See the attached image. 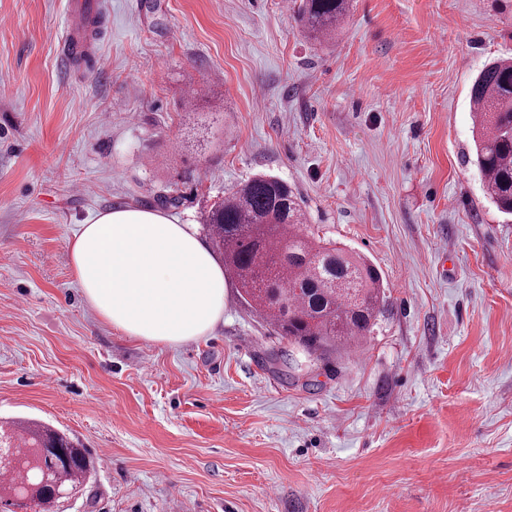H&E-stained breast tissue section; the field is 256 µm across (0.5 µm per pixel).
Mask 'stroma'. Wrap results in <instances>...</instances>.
Returning a JSON list of instances; mask_svg holds the SVG:
<instances>
[{
	"instance_id": "stroma-1",
	"label": "stroma",
	"mask_w": 512,
	"mask_h": 512,
	"mask_svg": "<svg viewBox=\"0 0 512 512\" xmlns=\"http://www.w3.org/2000/svg\"><path fill=\"white\" fill-rule=\"evenodd\" d=\"M65 2L0 0V421L90 451L66 512H512V218L469 161L512 0H354L326 42L284 0H101L98 62L74 71ZM258 174L377 267L370 336L291 347L285 378L234 281L223 322L175 347L87 304L80 225L200 227Z\"/></svg>"
}]
</instances>
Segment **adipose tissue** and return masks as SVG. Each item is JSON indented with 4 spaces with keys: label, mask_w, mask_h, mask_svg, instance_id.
Listing matches in <instances>:
<instances>
[{
    "label": "adipose tissue",
    "mask_w": 512,
    "mask_h": 512,
    "mask_svg": "<svg viewBox=\"0 0 512 512\" xmlns=\"http://www.w3.org/2000/svg\"><path fill=\"white\" fill-rule=\"evenodd\" d=\"M70 265L87 303L125 335L175 346L224 317L223 268L194 225L163 213H100L74 236Z\"/></svg>",
    "instance_id": "ef3b65f1"
}]
</instances>
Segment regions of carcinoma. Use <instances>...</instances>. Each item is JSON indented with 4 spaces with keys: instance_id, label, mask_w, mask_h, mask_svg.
Returning <instances> with one entry per match:
<instances>
[{
    "instance_id": "carcinoma-1",
    "label": "carcinoma",
    "mask_w": 512,
    "mask_h": 512,
    "mask_svg": "<svg viewBox=\"0 0 512 512\" xmlns=\"http://www.w3.org/2000/svg\"><path fill=\"white\" fill-rule=\"evenodd\" d=\"M351 0H299L296 19L314 40L336 35ZM474 154L489 202L512 215V59L473 81ZM206 231L224 253L242 299L277 335L310 354L346 348L371 334L386 306L383 279L366 258L307 230L304 201L287 182L258 175L213 204ZM0 453L24 456L0 466L4 512H57V492L82 484L93 463L80 441L41 423L8 422Z\"/></svg>"
}]
</instances>
